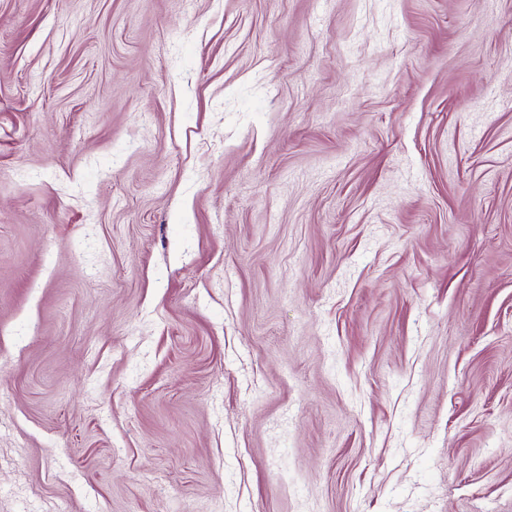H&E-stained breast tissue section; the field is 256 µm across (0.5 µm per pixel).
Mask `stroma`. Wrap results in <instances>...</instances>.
I'll list each match as a JSON object with an SVG mask.
<instances>
[{
    "instance_id": "35a3bbf8",
    "label": "stroma",
    "mask_w": 512,
    "mask_h": 512,
    "mask_svg": "<svg viewBox=\"0 0 512 512\" xmlns=\"http://www.w3.org/2000/svg\"><path fill=\"white\" fill-rule=\"evenodd\" d=\"M0 512H512V0H0Z\"/></svg>"
}]
</instances>
